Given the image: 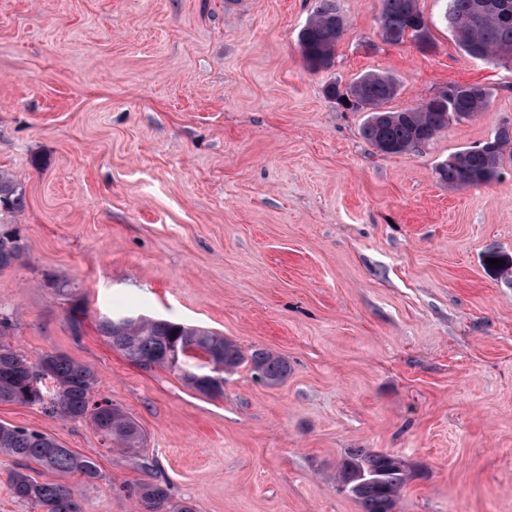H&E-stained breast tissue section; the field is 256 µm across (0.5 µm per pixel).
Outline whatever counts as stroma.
Wrapping results in <instances>:
<instances>
[{
	"instance_id": "obj_1",
	"label": "stroma",
	"mask_w": 512,
	"mask_h": 512,
	"mask_svg": "<svg viewBox=\"0 0 512 512\" xmlns=\"http://www.w3.org/2000/svg\"><path fill=\"white\" fill-rule=\"evenodd\" d=\"M318 2L0 0V170L24 188L26 245L0 268V312L29 361L93 367L158 463L0 404L96 461L82 512H138L143 482L194 512H362L336 481L351 448L401 460L394 512H512V276L488 263L512 255V170L460 189L436 173L512 123V64L468 56L445 0H418L428 49L380 42L382 0H337L346 29L314 72L297 35ZM378 71L398 82L391 111L451 83L494 95L385 154L324 93ZM130 311L274 352L288 375L270 386L245 363L202 395L109 345L100 317Z\"/></svg>"
}]
</instances>
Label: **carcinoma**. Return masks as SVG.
<instances>
[{"mask_svg":"<svg viewBox=\"0 0 512 512\" xmlns=\"http://www.w3.org/2000/svg\"><path fill=\"white\" fill-rule=\"evenodd\" d=\"M445 19L459 46L473 58L499 62L503 52H512V0H446ZM344 30L345 18L336 0H319L298 38L310 69L330 66ZM378 37L389 45L409 39L429 46L428 23L417 0H383ZM445 89L444 96L396 112L382 109L398 92L389 74L367 73L345 88L331 82L326 94L339 104L345 97L349 107L368 112L363 138L381 152L401 154L428 144L450 122L486 111L493 96L491 88L477 83H453ZM507 165L512 166V135L503 124L489 139L449 155L437 173L449 187L458 188L494 180ZM23 208L22 186L0 172V267L23 254L17 229L5 221ZM9 326L10 318L0 315V403L38 405L61 420L87 421L107 442L139 453L145 437L138 423L121 407L94 400L98 376L92 367L59 352L48 353L34 364L5 337ZM99 331L136 365L185 367L186 384L210 397L224 394L217 380L244 361L238 346L222 336L134 312L103 317ZM251 369L267 383L278 384L288 375V362L273 352L256 351ZM0 452L18 461V469L8 477L14 497L43 512H80L76 490L60 478L78 474L93 481L101 475L92 458L55 437L9 423L0 422ZM406 481L401 461L384 452L350 450L339 467L341 488L360 502L363 512H393ZM135 493L140 512H193L186 503L172 502L161 483H141Z\"/></svg>","mask_w":512,"mask_h":512,"instance_id":"carcinoma-1","label":"carcinoma"}]
</instances>
